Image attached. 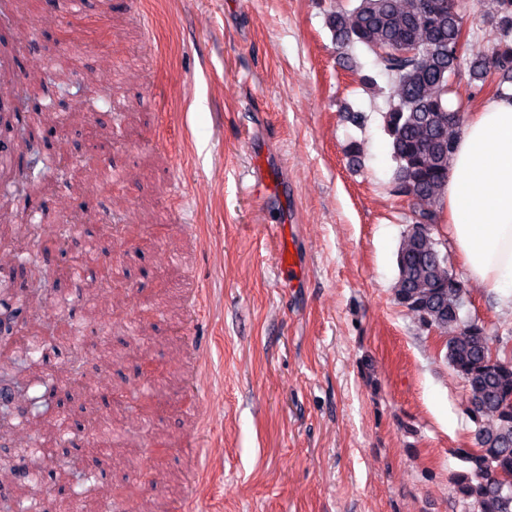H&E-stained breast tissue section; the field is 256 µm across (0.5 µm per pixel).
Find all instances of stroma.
Listing matches in <instances>:
<instances>
[{
    "instance_id": "obj_1",
    "label": "stroma",
    "mask_w": 512,
    "mask_h": 512,
    "mask_svg": "<svg viewBox=\"0 0 512 512\" xmlns=\"http://www.w3.org/2000/svg\"><path fill=\"white\" fill-rule=\"evenodd\" d=\"M336 0H84L77 15L27 0L13 23L35 47L16 53L19 75L71 48L77 74L100 54L96 84L118 88L139 118L128 140L97 143L121 172L119 188L80 173L84 190L56 173L42 208L14 202L13 222L65 224L86 213L91 240L133 224L141 208L157 223L151 247L126 242L128 306L109 290L83 328L84 367L109 343L104 327L135 316L166 273L174 324L152 315L153 339L112 366L114 383L146 389L138 360L182 369L185 382L144 427H123L136 468L96 467V495L137 488L168 512H469L452 492L456 449L474 444L468 393L445 359V338L396 304V253L412 207L393 192L395 163L384 131L387 101L373 54L337 47L326 24ZM372 74L377 88L363 87ZM360 112L362 123L350 115ZM443 239L462 282L461 319L480 317L512 338V309L469 278ZM207 290L191 308V283ZM181 337L177 353L165 338ZM58 407L72 432L55 462L76 454L91 420L111 416L109 392Z\"/></svg>"
}]
</instances>
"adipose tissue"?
Wrapping results in <instances>:
<instances>
[{
    "label": "adipose tissue",
    "instance_id": "obj_1",
    "mask_svg": "<svg viewBox=\"0 0 512 512\" xmlns=\"http://www.w3.org/2000/svg\"><path fill=\"white\" fill-rule=\"evenodd\" d=\"M445 201L469 277L512 304V100H490L468 119Z\"/></svg>",
    "mask_w": 512,
    "mask_h": 512
}]
</instances>
